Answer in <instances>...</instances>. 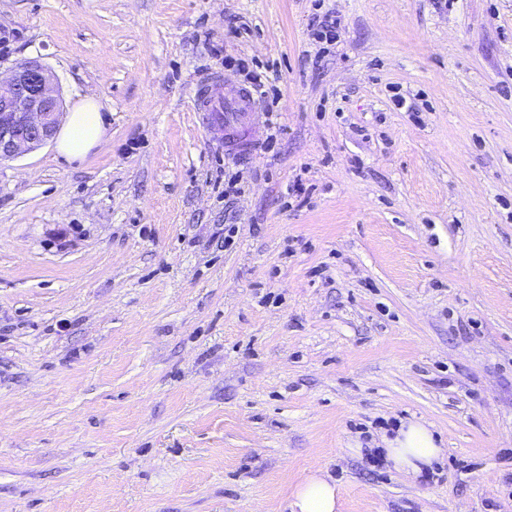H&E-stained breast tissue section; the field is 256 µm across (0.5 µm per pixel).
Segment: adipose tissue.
Segmentation results:
<instances>
[{"instance_id":"1","label":"adipose tissue","mask_w":512,"mask_h":512,"mask_svg":"<svg viewBox=\"0 0 512 512\" xmlns=\"http://www.w3.org/2000/svg\"><path fill=\"white\" fill-rule=\"evenodd\" d=\"M107 118L97 101L90 96L81 99L69 112L56 141L59 160L71 164L83 160L98 145L106 130ZM383 457L395 471L420 478L424 470L443 455L433 431L423 422H400L392 433L382 435ZM340 488L324 471H316L295 488L291 512H338Z\"/></svg>"}]
</instances>
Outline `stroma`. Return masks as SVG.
Returning a JSON list of instances; mask_svg holds the SVG:
<instances>
[{"label":"stroma","mask_w":512,"mask_h":512,"mask_svg":"<svg viewBox=\"0 0 512 512\" xmlns=\"http://www.w3.org/2000/svg\"><path fill=\"white\" fill-rule=\"evenodd\" d=\"M2 32L0 73L109 126L0 161V512H289L319 468L340 512H512V0H0ZM229 58L269 77L247 154L193 110ZM407 418L432 479L368 463ZM92 96L81 99L69 112L56 141V155L66 164L81 161L98 145L106 130L107 118Z\"/></svg>","instance_id":"1"}]
</instances>
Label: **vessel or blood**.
<instances>
[{
	"label": "vessel or blood",
	"instance_id": "1",
	"mask_svg": "<svg viewBox=\"0 0 512 512\" xmlns=\"http://www.w3.org/2000/svg\"><path fill=\"white\" fill-rule=\"evenodd\" d=\"M254 98L249 89L224 90L212 84L199 91L195 110L205 126L224 135V148L233 152L250 151L254 145L251 113Z\"/></svg>",
	"mask_w": 512,
	"mask_h": 512
}]
</instances>
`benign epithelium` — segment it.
<instances>
[{
	"instance_id": "benign-epithelium-1",
	"label": "benign epithelium",
	"mask_w": 512,
	"mask_h": 512,
	"mask_svg": "<svg viewBox=\"0 0 512 512\" xmlns=\"http://www.w3.org/2000/svg\"><path fill=\"white\" fill-rule=\"evenodd\" d=\"M63 101L51 71L37 59L13 63L0 85V160L13 159L52 140Z\"/></svg>"
}]
</instances>
